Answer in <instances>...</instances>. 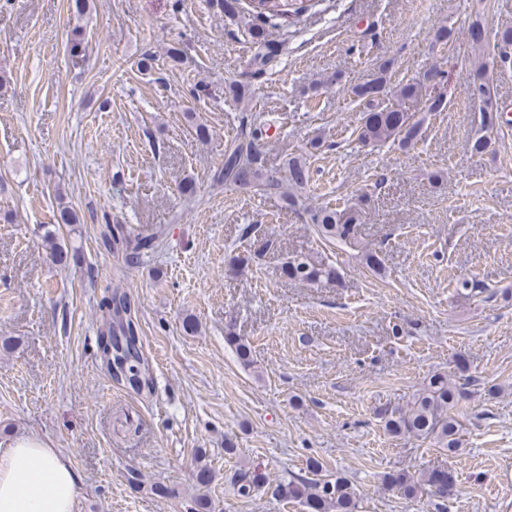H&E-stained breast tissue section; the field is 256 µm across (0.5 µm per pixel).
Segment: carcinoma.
<instances>
[{
	"instance_id": "cac0c4a2",
	"label": "carcinoma",
	"mask_w": 512,
	"mask_h": 512,
	"mask_svg": "<svg viewBox=\"0 0 512 512\" xmlns=\"http://www.w3.org/2000/svg\"><path fill=\"white\" fill-rule=\"evenodd\" d=\"M306 0H248L247 14L251 17L248 33L255 44V51L248 61V75L258 77L270 68L276 54L265 37L264 29L256 22L281 19L285 22L297 18L307 11ZM496 53L491 59L477 57L470 61L471 80L467 93L471 100L479 101L481 107L480 127L471 143L474 154L485 152L500 123V109L493 84V73L498 63L512 60V28L497 34L494 44ZM392 60L376 63L371 78L352 87L355 98L367 105L356 128L357 140L365 145L377 147L391 143L400 148L414 144L421 136L423 120L402 108V101L425 100L426 111L444 112L448 108V96L444 92H431V83L426 78H413L405 83L389 87ZM267 138L265 127H254L242 122L241 133L224 149V163L216 180L226 185H244L267 196H276L291 209L300 204V192L310 180L309 167L300 156H290L281 169H269L263 151ZM297 215L306 224H311L326 241H341L352 244L361 221L359 208H333L321 206L305 207ZM162 235V230L153 227H134L130 224H105L104 238L113 250L128 258H135L153 250ZM288 279L318 287L336 282L339 273L336 266L319 261L306 254L287 257ZM99 307L107 315L105 329L101 331L98 349L102 366L112 381L132 390L142 398H149L155 389L152 367L145 356L140 339V323L137 309L131 297L116 286L106 291ZM225 342L235 351L239 363L249 369L254 365L250 344L229 331ZM472 375L466 359L455 361L451 373L432 374L413 400L404 407H384L377 415L385 429L395 436L429 439L450 453L458 451L457 434L461 424L455 415L459 403L467 397L466 385ZM307 470L315 475L308 479L294 476L289 480L273 481L262 468L242 469L233 474L237 493L250 498L254 493L269 489L284 500L301 503L307 512H356V491L351 481L340 473L321 475L322 465L315 459L307 461ZM194 481L202 493L194 499L191 512H211V499L206 489L213 481V473L205 465L193 472ZM383 484L397 490L408 499L423 494L434 497L440 509H448V500L456 496V480L449 469H432L415 480L402 471L388 473Z\"/></svg>"
}]
</instances>
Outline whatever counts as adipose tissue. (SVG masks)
I'll return each instance as SVG.
<instances>
[{
	"label": "adipose tissue",
	"instance_id": "obj_1",
	"mask_svg": "<svg viewBox=\"0 0 512 512\" xmlns=\"http://www.w3.org/2000/svg\"><path fill=\"white\" fill-rule=\"evenodd\" d=\"M77 480L59 451L23 438L0 451V512H75Z\"/></svg>",
	"mask_w": 512,
	"mask_h": 512
}]
</instances>
